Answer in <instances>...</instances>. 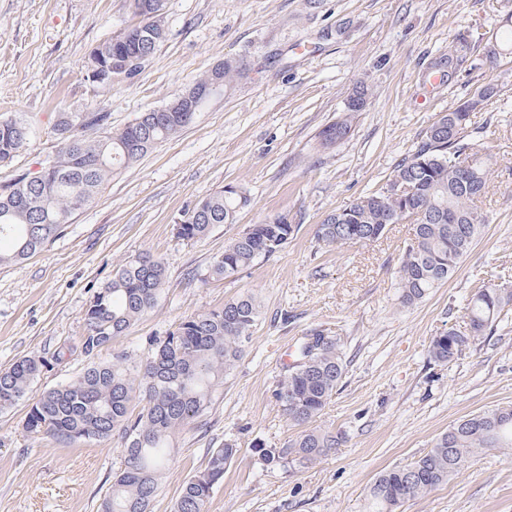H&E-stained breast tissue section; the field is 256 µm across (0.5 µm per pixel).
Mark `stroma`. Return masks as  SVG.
I'll return each instance as SVG.
<instances>
[{
  "instance_id": "stroma-1",
  "label": "stroma",
  "mask_w": 512,
  "mask_h": 512,
  "mask_svg": "<svg viewBox=\"0 0 512 512\" xmlns=\"http://www.w3.org/2000/svg\"><path fill=\"white\" fill-rule=\"evenodd\" d=\"M510 17L512 0H319L314 9L307 0H165L167 37L149 64L134 78L101 84L87 79L85 64L131 23L129 0H0V117L33 123L0 167V185L57 154L58 113L105 112L120 129L176 98L217 61L241 58L251 67L178 137L108 181L47 248L0 266V369L77 344L93 293L142 253L166 266L158 304L96 362L142 353L149 337L253 291L263 300L253 337L219 387L207 428L176 434L175 463L153 512H170L183 482L227 439L240 451L209 512H367L380 471L423 455L460 418L512 405V308L453 364L429 355L432 336L464 329L479 288H512V75L480 65L449 84L434 69L453 39L487 47ZM360 83L370 91L367 107L344 139L322 148L320 131L344 114ZM487 83L506 91L471 112L467 135L492 157L479 202L489 222L447 283L402 305L397 271L410 224L333 250L317 242L316 228L330 211L385 185L440 113ZM227 184L251 195L235 223L199 241L177 238L182 215ZM277 215L295 227L287 244L234 277L203 281L225 242ZM314 328L340 340L347 363L317 424L346 441L314 464L270 469L253 446L281 448L295 438L273 391ZM85 364L66 357L41 373L26 400L0 411V512H99L120 466L118 448L60 446L23 428L29 400ZM401 512H512V456L480 454Z\"/></svg>"
}]
</instances>
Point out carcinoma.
I'll list each match as a JSON object with an SVG mask.
<instances>
[{"label":"carcinoma","mask_w":512,"mask_h":512,"mask_svg":"<svg viewBox=\"0 0 512 512\" xmlns=\"http://www.w3.org/2000/svg\"><path fill=\"white\" fill-rule=\"evenodd\" d=\"M131 7L139 21L94 48L87 71L106 66L116 79L132 78L139 70L125 71V57L139 52L144 65L164 41V0H131ZM473 49L464 37L453 41L448 72L442 77L452 81ZM248 72L244 60L226 59L221 85L212 86L209 72L193 83L202 92L196 111L180 112L172 101L173 110L145 112L115 131L104 112L85 113L81 124L76 115L61 113L54 126L60 141L56 156L37 174L21 175L0 193V242H10L8 249H0V265L28 259L45 249L114 175L157 144L176 137L210 98L231 89ZM501 92V86L485 84L432 123L388 179L408 185L406 196H396L383 186L355 199L325 216L317 228L318 241L326 247L367 244L384 234L387 225L413 214L414 238L404 248L398 268L400 302L416 304L447 282L487 224L477 201L487 187L490 168L480 151L465 142L469 115L493 103ZM369 98L367 85L356 86L348 115L320 131V145L327 149L343 139L351 128V114L362 111L361 104ZM89 129L96 131L95 137H85ZM29 133L25 121L0 118V166L12 161ZM249 204L244 188L221 189L183 215L175 225L176 235L187 241L202 239L214 228L233 223ZM292 233L293 225H283L280 216L249 225L247 233L224 244L204 279L235 276L280 250L281 235ZM165 281L161 258L145 253L127 261L89 301L84 313L86 333L77 348L64 346L53 359L62 360L68 351L93 357L118 341L155 307ZM510 304L511 288L479 289L467 307V330L450 328L432 337L430 358L441 365L455 362ZM260 315L259 296L244 292L221 307L182 321L176 329L149 341L140 354L117 353L110 364L90 362L68 383L42 392L31 403L24 428L58 445L117 443L121 466L112 476L100 512H151L171 464L173 437L193 424L206 425L217 389L243 355ZM47 365V358L31 355L0 370V410L26 398ZM345 370L336 337L313 329L301 338L293 363L274 390L288 421L301 431L283 448L255 446L264 465L311 464L342 445V435L314 422L336 394ZM495 448H512L511 405L454 422L426 453L380 472L368 491L369 512H399L404 503L447 483L480 453ZM239 451L231 439L211 450L204 468L182 485L171 512H208L214 489L224 481V472Z\"/></svg>","instance_id":"obj_1"}]
</instances>
